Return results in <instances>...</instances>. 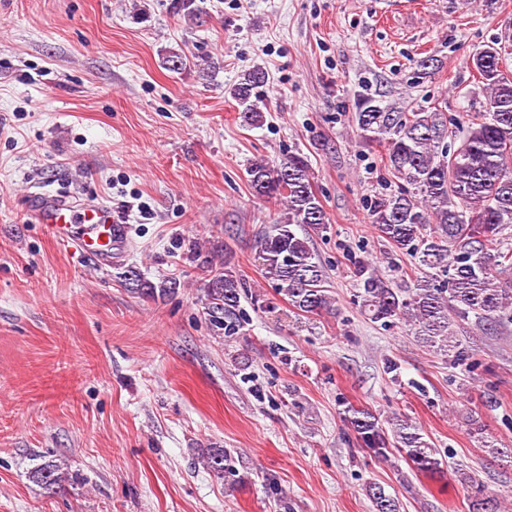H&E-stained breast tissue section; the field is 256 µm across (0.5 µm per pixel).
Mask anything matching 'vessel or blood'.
<instances>
[{"instance_id": "obj_1", "label": "vessel or blood", "mask_w": 512, "mask_h": 512, "mask_svg": "<svg viewBox=\"0 0 512 512\" xmlns=\"http://www.w3.org/2000/svg\"><path fill=\"white\" fill-rule=\"evenodd\" d=\"M31 202L37 224L73 252L103 265L122 257L129 227L113 214L109 204L79 203L69 196L47 192L34 194Z\"/></svg>"}]
</instances>
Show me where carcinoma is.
<instances>
[{
  "instance_id": "carcinoma-1",
  "label": "carcinoma",
  "mask_w": 512,
  "mask_h": 512,
  "mask_svg": "<svg viewBox=\"0 0 512 512\" xmlns=\"http://www.w3.org/2000/svg\"><path fill=\"white\" fill-rule=\"evenodd\" d=\"M502 53V48L489 46L474 57L488 102L484 111L461 122L462 136L453 149L445 143L446 112H398L368 96L357 99L354 112L363 138L384 148L382 162L400 181L397 190L375 197L372 224L395 249L417 259L423 276L394 283L360 262L354 270L353 303L370 322L407 327L416 342L467 371L478 362L455 335V323L473 318L490 327L512 324V279L501 277L512 270V239L503 234L512 227V75L501 68ZM266 81V72L256 67L231 88L243 123L262 118L258 88ZM247 175L254 196L286 207L284 219L259 238L265 279L296 311L308 316L332 313L327 275L309 234L326 230L329 218L314 189L307 157L295 151L274 163L255 160ZM296 226L308 231L300 235ZM119 278L132 293L153 300L177 288L172 279L155 283L132 267ZM205 293L213 325L226 337L238 333L245 289L229 261L213 271ZM344 422L370 455L387 461L395 451L415 472L444 474L431 441L402 414L392 413L384 424L372 410L349 406ZM201 461L220 477L233 472L231 454L222 448L207 449ZM454 477L476 489L472 512H500L496 500L481 496L474 476L456 471ZM28 478L48 494L79 481L60 460L32 467ZM366 493L374 512H400L398 500L383 486L371 483Z\"/></svg>"
}]
</instances>
